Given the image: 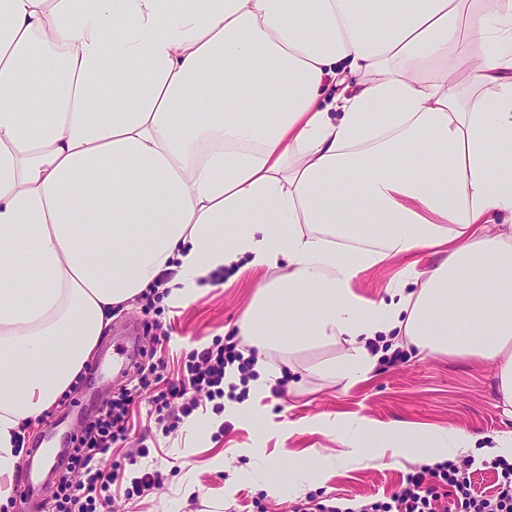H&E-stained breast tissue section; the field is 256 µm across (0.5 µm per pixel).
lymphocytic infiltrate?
Wrapping results in <instances>:
<instances>
[{
    "label": "lymphocytic infiltrate",
    "instance_id": "1",
    "mask_svg": "<svg viewBox=\"0 0 512 512\" xmlns=\"http://www.w3.org/2000/svg\"><path fill=\"white\" fill-rule=\"evenodd\" d=\"M238 345L237 337L232 334L215 339L210 347L189 356L185 375L174 382L164 379L154 367L141 372L137 384L123 389L94 422L75 435L72 468L104 460L113 443L127 438L130 407L135 398L147 399L159 414L172 400H180V413L186 419L200 409L202 400L198 395L203 392L206 399L213 401L214 412H222L226 366L237 365L243 374L248 373L250 367ZM491 466L497 473V480L488 494L474 493L465 472L443 463L424 465L408 474L401 486L383 502L364 503L355 508L338 502L329 505L318 502L298 505L294 512H445L440 505L441 490L445 487L454 488L458 493L456 512H512V463L496 459ZM117 477L118 467L113 464L97 469L84 484L62 480L51 512H95L93 494L97 487H108Z\"/></svg>",
    "mask_w": 512,
    "mask_h": 512
}]
</instances>
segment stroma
<instances>
[{
    "label": "stroma",
    "instance_id": "1",
    "mask_svg": "<svg viewBox=\"0 0 512 512\" xmlns=\"http://www.w3.org/2000/svg\"><path fill=\"white\" fill-rule=\"evenodd\" d=\"M265 278L263 271H250L228 286L204 289L187 304L174 307L158 300L147 308L136 301L116 312L90 357L99 372L83 374L31 425L27 444L41 443L57 456L72 454L66 434H78L103 403L135 384L136 374L112 370L128 328L138 329L144 362L162 365L165 378L179 379L191 351L236 330ZM344 354L339 344L272 351V364L289 366L292 382L282 396L266 398L264 415L255 422L228 420L217 429L200 412L165 436L148 417L147 404L133 406L130 436L114 444L107 458L121 461L147 447L146 462L158 470L160 482L131 496L129 478L117 479L99 494L97 512H291L295 504L333 497L376 501L400 485L420 457L438 451L429 439L392 436L389 445L408 448L407 456L383 464L351 458L326 478L317 464L342 451V434L306 428V420L318 414L345 413L381 425L400 421L489 437L512 430V420L498 405L492 364L448 355L421 358L404 349L399 356L384 357L370 380L347 387L320 370ZM292 451L309 457L307 471H294L288 459Z\"/></svg>",
    "mask_w": 512,
    "mask_h": 512
}]
</instances>
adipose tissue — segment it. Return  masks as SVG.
<instances>
[{"mask_svg":"<svg viewBox=\"0 0 512 512\" xmlns=\"http://www.w3.org/2000/svg\"><path fill=\"white\" fill-rule=\"evenodd\" d=\"M238 263L271 275L239 327L257 354L345 345L349 386L382 335L486 360L512 419V0H0V506L113 307ZM256 369L213 426L259 416L282 370ZM335 424L402 454L367 418L307 422ZM432 438L512 462V431ZM398 269V264H391L388 267H380L377 270L368 272L359 280L357 285L358 292L370 298L381 294Z\"/></svg>","mask_w":512,"mask_h":512,"instance_id":"adipose-tissue-1","label":"adipose tissue"}]
</instances>
